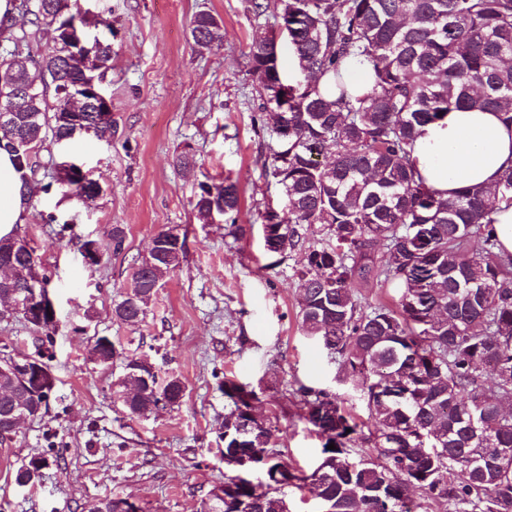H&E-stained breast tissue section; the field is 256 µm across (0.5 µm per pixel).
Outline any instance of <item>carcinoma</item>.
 I'll return each mask as SVG.
<instances>
[{"instance_id":"carcinoma-1","label":"carcinoma","mask_w":512,"mask_h":512,"mask_svg":"<svg viewBox=\"0 0 512 512\" xmlns=\"http://www.w3.org/2000/svg\"><path fill=\"white\" fill-rule=\"evenodd\" d=\"M283 20L304 79L288 84L278 63L274 34L253 39L252 73L268 100L275 101V130L288 142V172L273 175L288 208L267 209L263 222L268 251H299L295 270L303 296L301 330L316 337L338 360L341 380L362 393L372 421L368 440L376 455L357 453V424L329 393L301 386L294 392L301 417L324 437L319 465L310 475L288 466L272 430L259 424L240 432L252 411L254 390L224 381L233 408L224 416V463L240 472L254 464L268 480L251 485L227 478L226 499L201 512H289L285 490L314 485L322 512H417L413 492L454 512H512V258L496 251L492 215L512 205V171L489 192L463 188L451 197L426 185L413 152L424 128L453 108L497 112L512 125V0H279ZM29 17L0 50V97L28 82L18 123L3 130L17 167L34 176L40 148L49 139L71 140L61 121L67 89L79 87L96 112L99 87L88 72L110 68L112 42L102 39L92 66L65 55V35L75 19L112 32V19L81 14L76 0H16ZM222 22L210 13L190 21L201 50L220 46ZM45 41L40 60L25 52L31 40ZM363 58L370 86L351 91L343 68ZM324 157L328 162L321 163ZM90 205L100 196L88 177L52 176L43 186ZM241 188L236 180L199 184L194 211L201 224L223 211L233 234ZM479 238L484 253H470ZM19 236L0 239V257H12L14 278L0 293H22L28 277L50 276L34 248L12 246ZM180 257L134 267L136 302L124 298L114 317L136 326L156 292V265L169 271ZM375 280L399 294L396 307L365 311L354 294L355 280ZM99 337L91 358L111 364L123 358L119 386L135 384L122 356ZM158 374L140 397L121 400L130 416L182 402L185 386ZM33 402L16 376L0 370V415ZM335 449H328L329 444ZM48 459L40 454L18 467L14 481L26 485Z\"/></svg>"}]
</instances>
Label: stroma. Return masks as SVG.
<instances>
[{
	"mask_svg": "<svg viewBox=\"0 0 512 512\" xmlns=\"http://www.w3.org/2000/svg\"><path fill=\"white\" fill-rule=\"evenodd\" d=\"M256 15L251 0H81L89 14L112 20V68L102 88L118 133L112 141L84 135L46 142L32 181L27 237L51 275L58 314L51 370L54 388L41 417L26 420L11 443L0 445V512H96L112 498L141 512H200L209 491L223 483L224 416L232 404L225 379L254 387L256 414L270 427L284 461L311 472L321 438L292 402L300 386L336 396L364 422L359 393L339 380L340 368L299 323L301 292L294 270L301 256L270 253L261 214L284 208L271 175L276 147L271 112L251 73L250 45L275 33L285 76L298 79L278 0ZM222 18L224 39L199 52L190 36L195 14ZM193 154L194 168L176 156ZM69 160L100 182L93 205L41 192L52 162ZM239 180L233 237L228 223H198L193 201L200 182ZM56 223H47L48 213ZM73 237L60 236L61 223ZM124 225L121 253L112 227ZM174 228L185 240L179 265L161 281L144 321L131 327L112 308L129 291L132 263L145 258L153 237ZM96 240L102 260L85 265L83 240ZM106 336L128 356L145 357L159 379L175 376L182 403L144 416L127 415L116 396L121 360L102 365L89 349ZM52 451L55 460L35 483L20 487L15 469Z\"/></svg>",
	"mask_w": 512,
	"mask_h": 512,
	"instance_id": "stroma-1",
	"label": "stroma"
}]
</instances>
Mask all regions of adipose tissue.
Instances as JSON below:
<instances>
[{
  "instance_id": "adipose-tissue-1",
  "label": "adipose tissue",
  "mask_w": 512,
  "mask_h": 512,
  "mask_svg": "<svg viewBox=\"0 0 512 512\" xmlns=\"http://www.w3.org/2000/svg\"><path fill=\"white\" fill-rule=\"evenodd\" d=\"M414 158L425 183L445 195L465 186L492 189L512 170V127L495 112L453 110L426 126ZM29 192V182L11 153L0 149V238L26 222Z\"/></svg>"
}]
</instances>
